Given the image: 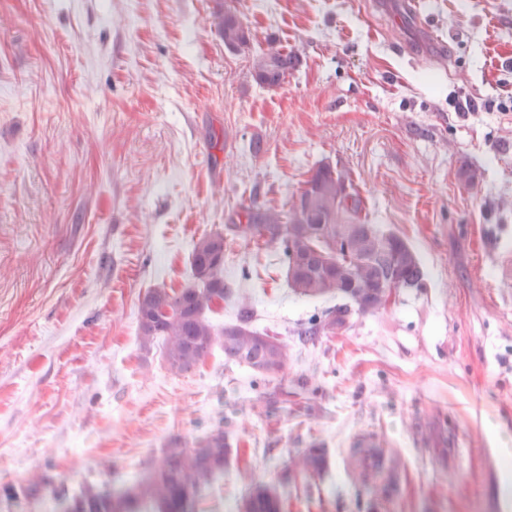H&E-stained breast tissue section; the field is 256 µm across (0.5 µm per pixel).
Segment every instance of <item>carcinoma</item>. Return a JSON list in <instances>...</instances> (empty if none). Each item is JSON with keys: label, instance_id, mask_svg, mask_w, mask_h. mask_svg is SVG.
<instances>
[{"label": "carcinoma", "instance_id": "cac0c4a2", "mask_svg": "<svg viewBox=\"0 0 512 512\" xmlns=\"http://www.w3.org/2000/svg\"><path fill=\"white\" fill-rule=\"evenodd\" d=\"M224 46L234 52L249 47L250 33L237 12L228 6L216 23ZM299 62L293 52L270 44L253 59L255 81L268 88L281 86ZM349 177L320 166L300 192L302 208L290 204L288 212L250 209L247 223L233 228L244 239L258 236L281 249L292 291L309 299L340 297L358 308V284L397 281L404 288L423 287L424 272L416 253L398 236L382 232L362 217L359 199L345 193ZM304 231L289 239L288 228ZM193 285L177 294L163 288L147 291L139 300V347L150 352L162 341L168 369L176 374L197 367L211 349H224V358L243 364L264 377L284 374L288 345L275 336L251 328L253 308L246 293H233L224 283V237L216 232L201 236L193 245ZM236 295L237 321L216 327L206 312ZM348 308L329 310L314 318L304 335L331 336L346 326ZM232 448L224 427L214 426L204 436L185 442L168 441L140 479L118 492L88 487L69 498L67 512H199L203 491L224 473ZM326 466L322 448H305L290 456L277 482L250 483L241 512H284L279 491L291 473L307 478L321 475ZM347 468L361 484H371L376 472L357 455Z\"/></svg>", "mask_w": 512, "mask_h": 512}]
</instances>
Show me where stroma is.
Listing matches in <instances>:
<instances>
[{"instance_id": "35a3bbf8", "label": "stroma", "mask_w": 512, "mask_h": 512, "mask_svg": "<svg viewBox=\"0 0 512 512\" xmlns=\"http://www.w3.org/2000/svg\"><path fill=\"white\" fill-rule=\"evenodd\" d=\"M406 2L0 0V512L122 490L219 423L236 455L200 512H239L306 448L327 467L289 479L287 512H512V0ZM227 5L245 51L217 34ZM272 44L300 57L278 88L252 75ZM324 164L424 285L305 341L345 300L295 295L232 227ZM213 232L283 375L218 347L176 375L139 348L140 298L191 284ZM362 433L394 490L351 477Z\"/></svg>"}]
</instances>
